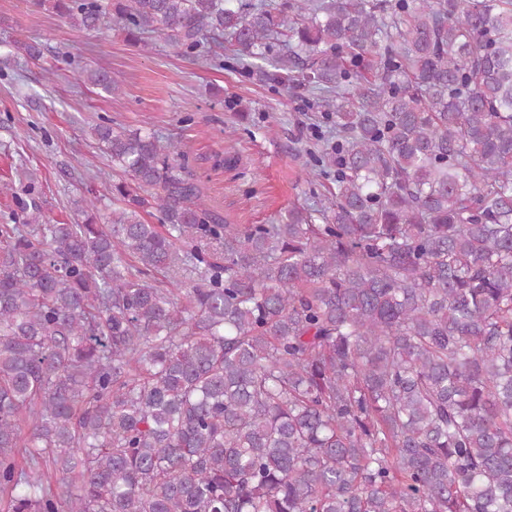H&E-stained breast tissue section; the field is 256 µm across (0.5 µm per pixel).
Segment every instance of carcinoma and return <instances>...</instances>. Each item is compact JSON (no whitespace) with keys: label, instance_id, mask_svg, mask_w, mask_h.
Returning a JSON list of instances; mask_svg holds the SVG:
<instances>
[{"label":"carcinoma","instance_id":"carcinoma-1","mask_svg":"<svg viewBox=\"0 0 512 512\" xmlns=\"http://www.w3.org/2000/svg\"><path fill=\"white\" fill-rule=\"evenodd\" d=\"M41 5L317 94L334 187L228 224L89 127L110 227L0 224V512H512V0Z\"/></svg>","mask_w":512,"mask_h":512}]
</instances>
